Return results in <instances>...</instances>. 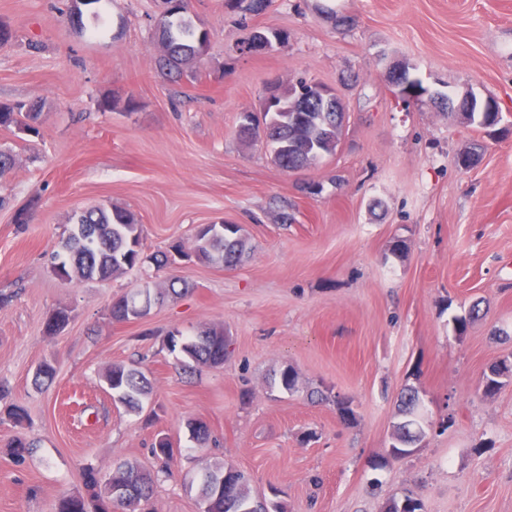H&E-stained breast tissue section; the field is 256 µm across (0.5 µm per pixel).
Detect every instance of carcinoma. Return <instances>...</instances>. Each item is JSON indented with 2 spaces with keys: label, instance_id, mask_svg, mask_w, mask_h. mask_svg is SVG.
Masks as SVG:
<instances>
[{
  "label": "carcinoma",
  "instance_id": "1",
  "mask_svg": "<svg viewBox=\"0 0 512 512\" xmlns=\"http://www.w3.org/2000/svg\"><path fill=\"white\" fill-rule=\"evenodd\" d=\"M182 13L166 19L161 42L165 45L163 65L179 70L181 64L195 59L205 52L207 44L196 43L197 30ZM297 94V87H283L280 99L281 111L267 112L264 134L271 146L272 162L285 172H296L315 164L326 154H333L341 140L343 121L331 117L329 112L312 108L302 113L299 122L291 121L288 104ZM455 117L468 125L487 128L494 124L495 112H457ZM41 112L35 105L0 104V127H25L38 131ZM142 225L134 216L123 209L105 207L88 208L76 214L62 251L53 256L54 274L63 280L79 276L86 279L105 281L119 272L131 270L146 260H151L161 269L169 264L166 252L151 257L144 256L141 248ZM246 242L240 230L228 232L220 227L201 226L195 235L193 257L202 264L221 263L232 266L242 259ZM141 302L138 294H127L112 301L109 316L121 323L141 318ZM70 320V311L56 309L46 320L45 330L50 335L60 333ZM231 340L222 328H211L196 337L180 339V332L169 334L170 350H179L186 358L198 365L220 367L229 353ZM512 366L503 360L491 364L482 374L480 389L486 397H493L505 386ZM104 382L112 392L114 401L132 409H139L151 394V387L144 374L133 364L114 363L104 375ZM420 405L418 390L405 387L398 399L397 416L393 425L388 456L400 459L413 453L423 440V424L417 418ZM33 443L17 436L8 444L7 454L22 462L32 453ZM151 453L169 467L178 454L172 442L160 437L154 442ZM81 478L84 493L64 497L56 512H139L141 503L153 495L154 479L151 473L124 463L119 465L112 476L105 477L88 466L82 468ZM249 476L232 466H220L204 473L201 477V498L199 512H268L267 504L250 496ZM423 509L421 500L411 492L392 498L385 512H419Z\"/></svg>",
  "mask_w": 512,
  "mask_h": 512
}]
</instances>
